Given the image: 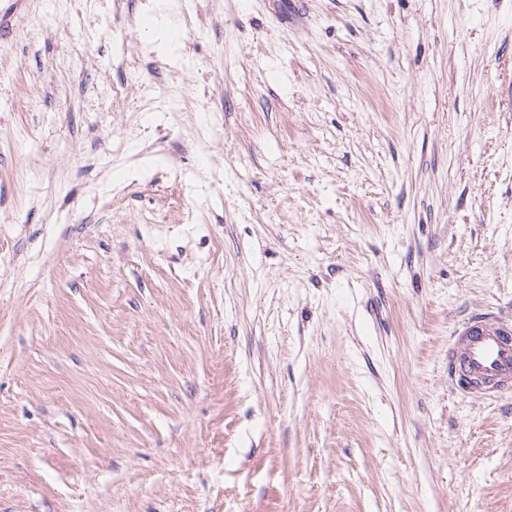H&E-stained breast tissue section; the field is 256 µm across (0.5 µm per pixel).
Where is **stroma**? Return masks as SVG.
Instances as JSON below:
<instances>
[{
	"label": "stroma",
	"instance_id": "1",
	"mask_svg": "<svg viewBox=\"0 0 512 512\" xmlns=\"http://www.w3.org/2000/svg\"><path fill=\"white\" fill-rule=\"evenodd\" d=\"M5 7L0 512H512V0ZM510 330L486 315L473 316L454 332L448 379L467 393L509 394L512 380Z\"/></svg>",
	"mask_w": 512,
	"mask_h": 512
}]
</instances>
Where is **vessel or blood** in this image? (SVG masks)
<instances>
[{
    "label": "vessel or blood",
    "mask_w": 512,
    "mask_h": 512,
    "mask_svg": "<svg viewBox=\"0 0 512 512\" xmlns=\"http://www.w3.org/2000/svg\"><path fill=\"white\" fill-rule=\"evenodd\" d=\"M448 378L467 393L512 392V330L488 316H474L454 332Z\"/></svg>",
    "instance_id": "vessel-or-blood-1"
}]
</instances>
